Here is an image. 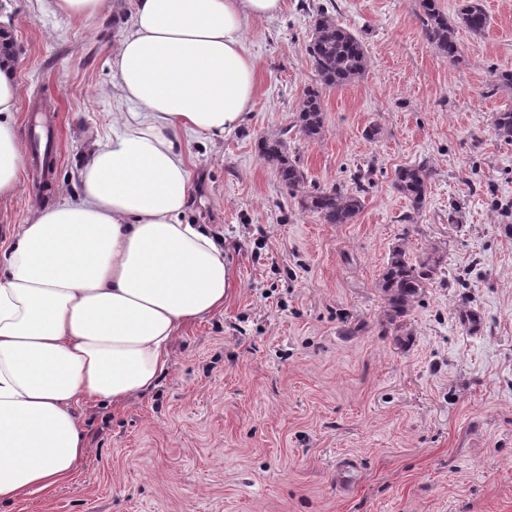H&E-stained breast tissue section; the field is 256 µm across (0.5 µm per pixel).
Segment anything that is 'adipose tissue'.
I'll use <instances>...</instances> for the list:
<instances>
[{"label": "adipose tissue", "instance_id": "1", "mask_svg": "<svg viewBox=\"0 0 512 512\" xmlns=\"http://www.w3.org/2000/svg\"><path fill=\"white\" fill-rule=\"evenodd\" d=\"M284 0H135L112 52L130 112L81 171L77 200L34 206L0 270V503L69 482L89 449L79 404L156 386L171 347L233 287L224 242L183 223L184 133L220 136L250 110L248 22ZM15 59H0V196L22 186Z\"/></svg>", "mask_w": 512, "mask_h": 512}]
</instances>
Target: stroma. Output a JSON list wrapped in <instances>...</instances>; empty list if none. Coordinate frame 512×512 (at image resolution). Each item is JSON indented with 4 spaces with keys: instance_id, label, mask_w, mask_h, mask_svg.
I'll return each instance as SVG.
<instances>
[{
    "instance_id": "1",
    "label": "stroma",
    "mask_w": 512,
    "mask_h": 512,
    "mask_svg": "<svg viewBox=\"0 0 512 512\" xmlns=\"http://www.w3.org/2000/svg\"><path fill=\"white\" fill-rule=\"evenodd\" d=\"M483 4L491 25L458 32L455 63L426 41L418 0H285L248 27V115L186 146L184 220L223 238L234 271L223 311L184 331L150 392L82 404L89 453L72 479L0 512H512V142L492 126L512 108L498 82L512 71V0ZM323 12L363 40L368 67L324 89V131L309 141L296 119L317 83L307 46ZM132 18L133 0H105L85 22L52 0H0L24 157L22 189L0 198L1 244L33 202L76 199L90 150L130 111L109 61ZM35 115L53 137L45 176ZM282 134L308 185L361 191L353 223H323L267 168L259 145ZM421 161L431 178L416 212L393 179ZM397 244L414 258L443 248L445 273L385 331L378 281ZM466 307L479 330L459 322Z\"/></svg>"
}]
</instances>
